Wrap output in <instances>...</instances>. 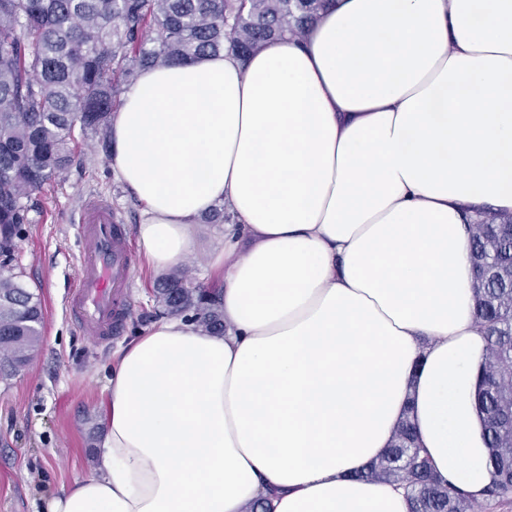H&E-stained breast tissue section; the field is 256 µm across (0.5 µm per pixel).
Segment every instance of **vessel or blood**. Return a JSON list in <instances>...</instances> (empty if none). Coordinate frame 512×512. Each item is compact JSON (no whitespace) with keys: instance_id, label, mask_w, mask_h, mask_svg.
Returning <instances> with one entry per match:
<instances>
[{"instance_id":"vessel-or-blood-1","label":"vessel or blood","mask_w":512,"mask_h":512,"mask_svg":"<svg viewBox=\"0 0 512 512\" xmlns=\"http://www.w3.org/2000/svg\"><path fill=\"white\" fill-rule=\"evenodd\" d=\"M111 201L92 196L81 207L84 253L71 288L69 316L97 343L118 335L129 317V288L135 254Z\"/></svg>"}]
</instances>
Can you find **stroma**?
I'll return each instance as SVG.
<instances>
[{"mask_svg":"<svg viewBox=\"0 0 512 512\" xmlns=\"http://www.w3.org/2000/svg\"><path fill=\"white\" fill-rule=\"evenodd\" d=\"M93 195L108 198L123 213L129 243L137 245L139 206L94 136L65 180L38 193L39 210L16 241L15 264L41 299L44 328L33 360L15 375L0 377V512H43L49 495L96 471L91 430L102 425L99 403L112 354L156 320L153 290L162 274L140 257L122 335L97 344L71 322L68 290L83 251L79 209Z\"/></svg>","mask_w":512,"mask_h":512,"instance_id":"35a3bbf8","label":"stroma"}]
</instances>
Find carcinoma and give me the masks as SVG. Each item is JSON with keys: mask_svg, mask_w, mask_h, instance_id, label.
Returning <instances> with one entry per match:
<instances>
[{"mask_svg": "<svg viewBox=\"0 0 512 512\" xmlns=\"http://www.w3.org/2000/svg\"><path fill=\"white\" fill-rule=\"evenodd\" d=\"M329 0H0V372L37 353L44 313L13 265L15 240L32 223L33 195L60 181L87 138L111 148V117L142 70L224 51L240 58L274 39L299 38ZM469 251L488 274L476 319L488 351L475 401L484 423L492 481L478 500L445 483L415 447L412 426L357 478L402 484L411 512H474L512 501V447L493 424L512 414V213L469 215ZM160 313L190 317L224 334L220 290L193 285L176 269L154 291Z\"/></svg>", "mask_w": 512, "mask_h": 512, "instance_id": "carcinoma-1", "label": "carcinoma"}]
</instances>
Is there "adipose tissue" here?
<instances>
[{"mask_svg": "<svg viewBox=\"0 0 512 512\" xmlns=\"http://www.w3.org/2000/svg\"><path fill=\"white\" fill-rule=\"evenodd\" d=\"M110 163L147 265L216 204L224 332L164 317L119 348L95 473L46 512H410L358 474L410 419L489 484L466 212H512V0H330L304 38L148 68Z\"/></svg>", "mask_w": 512, "mask_h": 512, "instance_id": "obj_1", "label": "adipose tissue"}]
</instances>
